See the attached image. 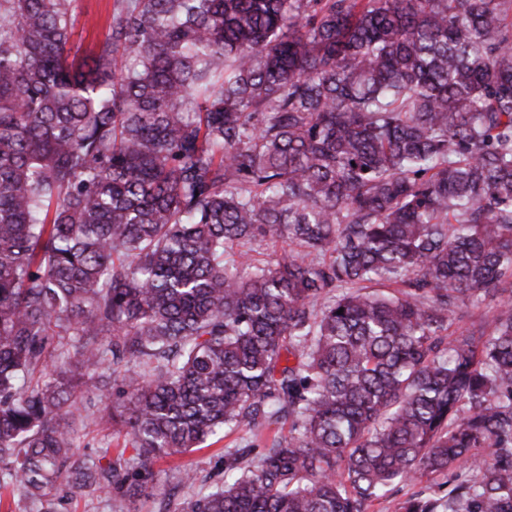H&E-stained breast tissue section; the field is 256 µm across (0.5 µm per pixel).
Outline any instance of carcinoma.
<instances>
[{"mask_svg": "<svg viewBox=\"0 0 512 512\" xmlns=\"http://www.w3.org/2000/svg\"><path fill=\"white\" fill-rule=\"evenodd\" d=\"M73 2L0 0V512L234 431L160 512H512V0ZM113 3L114 0H75L72 52L79 48L78 56L82 57L99 50L107 36V19L112 14ZM98 416L96 408L85 410L80 407V410L75 412L74 443L80 451L89 452L106 444L115 448L117 442L123 443V437L113 432L112 426L100 424ZM454 483L452 473L421 477L411 484L399 485L390 490L384 499L372 503L369 512H402L400 510L402 502L412 493H428L430 487L438 490L440 486L439 494L446 495Z\"/></svg>", "mask_w": 512, "mask_h": 512, "instance_id": "carcinoma-1", "label": "carcinoma"}]
</instances>
